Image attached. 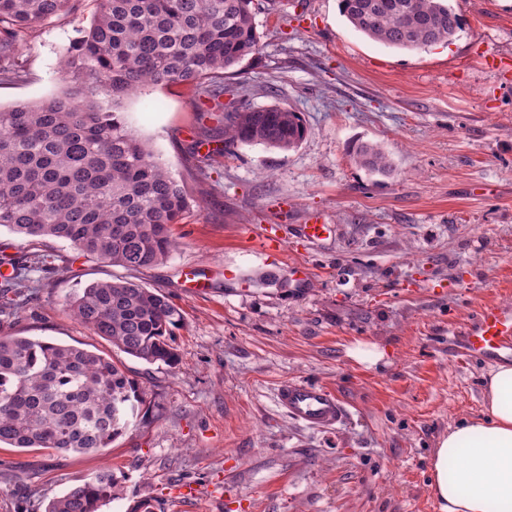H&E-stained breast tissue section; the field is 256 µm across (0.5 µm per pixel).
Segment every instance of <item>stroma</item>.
I'll return each mask as SVG.
<instances>
[{
  "label": "stroma",
  "instance_id": "35a3bbf8",
  "mask_svg": "<svg viewBox=\"0 0 512 512\" xmlns=\"http://www.w3.org/2000/svg\"><path fill=\"white\" fill-rule=\"evenodd\" d=\"M255 4L262 50L226 82L248 107L298 112L305 139L290 151L231 147L200 183L187 173L189 147L222 140L191 87L124 100L128 125L191 196L177 247L127 273L52 242L70 264L6 331L122 362L146 390V415L103 456L1 445L0 512L104 467L118 486L101 512L146 496L156 512H439L432 454L449 429L485 417L491 372L465 361L448 331L486 303L512 306V0H450L461 28L425 50L362 36L339 0ZM95 11L81 0L29 29L1 107L61 93L60 57ZM361 142L388 156L387 175L355 162ZM316 212L332 232L312 243L301 230ZM271 224L286 244L281 268L250 250ZM293 263L308 281L292 280ZM227 265L251 274L249 288L218 275ZM190 268L214 271L208 291L183 288ZM123 274L180 309L175 365L128 356L73 317L72 297ZM361 344L383 359H357ZM290 379L334 389L343 426L290 420L275 397Z\"/></svg>",
  "mask_w": 512,
  "mask_h": 512
}]
</instances>
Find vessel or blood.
I'll list each match as a JSON object with an SVG mask.
<instances>
[{"label":"vessel or blood","mask_w":512,"mask_h":512,"mask_svg":"<svg viewBox=\"0 0 512 512\" xmlns=\"http://www.w3.org/2000/svg\"><path fill=\"white\" fill-rule=\"evenodd\" d=\"M255 249L271 265L276 266L283 261V245L271 233L262 234ZM458 335L468 360L489 364L503 355L512 354V308L501 305L482 306L474 322L460 329ZM276 400L290 418L316 430L334 429L346 416L345 406L339 396L317 383L283 382L277 389Z\"/></svg>","instance_id":"1"}]
</instances>
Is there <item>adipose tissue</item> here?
Here are the masks:
<instances>
[{
	"mask_svg": "<svg viewBox=\"0 0 512 512\" xmlns=\"http://www.w3.org/2000/svg\"><path fill=\"white\" fill-rule=\"evenodd\" d=\"M486 420L449 431L432 460L440 512H512V367L491 372Z\"/></svg>",
	"mask_w": 512,
	"mask_h": 512,
	"instance_id": "1",
	"label": "adipose tissue"
}]
</instances>
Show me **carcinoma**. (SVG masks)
Wrapping results in <instances>:
<instances>
[{"label": "carcinoma", "instance_id": "1", "mask_svg": "<svg viewBox=\"0 0 512 512\" xmlns=\"http://www.w3.org/2000/svg\"><path fill=\"white\" fill-rule=\"evenodd\" d=\"M79 0H0V81L19 77L18 52L33 24L72 11ZM91 26L58 68L61 96L0 108V227L31 239L0 278V325L32 300L26 272L50 276L69 260L47 239L111 266L139 271L163 264L175 247L172 226L190 209L174 178L118 115L122 100L146 86L186 83L220 113L224 147L189 150L192 175L207 179L215 155L237 143L289 151L307 134L300 115L271 105L225 110L239 89L224 74L260 53L254 0H97ZM340 13L365 37L396 49L449 41L461 19L448 0H340ZM355 161L391 170L377 147L360 144ZM73 316L120 352L173 365L172 328L181 314L164 295L125 277L97 281L69 303ZM145 390L104 356L73 345L0 333V444L99 453L140 417ZM112 470L30 512H98L112 499Z\"/></svg>", "mask_w": 512, "mask_h": 512}]
</instances>
